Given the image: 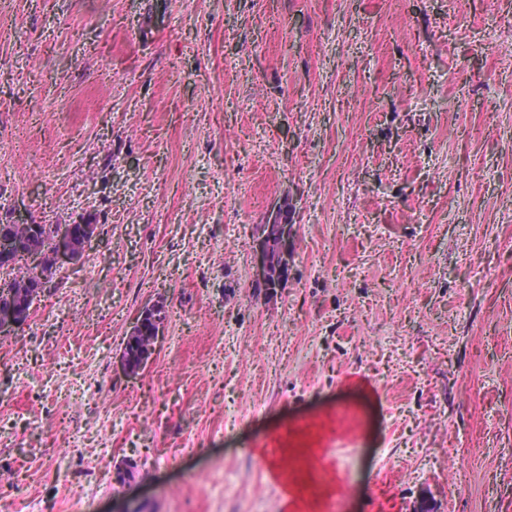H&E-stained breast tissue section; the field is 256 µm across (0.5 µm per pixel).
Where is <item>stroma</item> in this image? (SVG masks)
Returning a JSON list of instances; mask_svg holds the SVG:
<instances>
[{"label": "stroma", "instance_id": "stroma-1", "mask_svg": "<svg viewBox=\"0 0 512 512\" xmlns=\"http://www.w3.org/2000/svg\"><path fill=\"white\" fill-rule=\"evenodd\" d=\"M20 218L100 236L0 335V512H279L252 442L344 409L297 512H512V0H0ZM292 230L293 225L288 224L285 206H280L276 213L272 214L268 224L259 227V260L253 274L258 288L275 289L288 279L293 258ZM278 269L282 273L281 280L276 278ZM160 310H162V307L159 305V302L157 304H153V305L145 307L140 312L139 316L137 317L136 321L134 322L133 326L131 327V330L127 336L126 341L128 339L132 340L136 337L146 338L147 341H149V343H150V346H149L150 356L147 358V360H145L141 364L140 368L136 372H133L129 368L127 361L131 366H137L139 364L140 358L142 356L143 341L141 338H136L133 342H127V343L125 342L126 343V346L124 344L125 356L127 357V361H126V358L124 357V347H123V350L120 354V364H121L122 370L125 372L126 375L130 376V375H135V374L139 373L140 371L144 370L148 366L150 361L152 360V358L155 354V341H156L158 335L160 334L161 328L163 327V323H164L162 314L160 316L157 315L158 311H160ZM151 315H153V318H151L153 325H152L150 332L145 333L143 324H144L145 318L149 317ZM141 334H144L146 336H140Z\"/></svg>", "mask_w": 512, "mask_h": 512}]
</instances>
